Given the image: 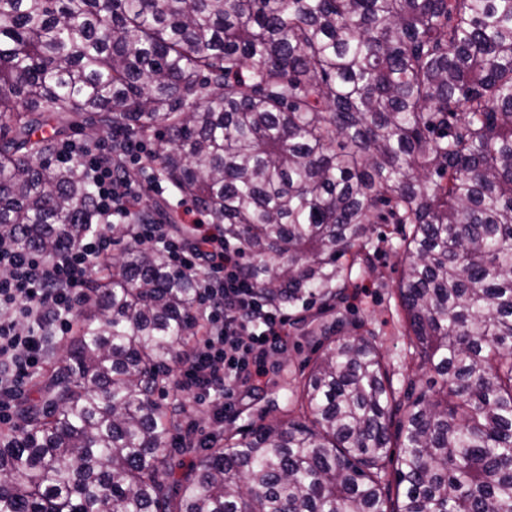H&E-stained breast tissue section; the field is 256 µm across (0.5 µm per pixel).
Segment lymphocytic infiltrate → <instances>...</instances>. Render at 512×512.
Segmentation results:
<instances>
[{"label":"lymphocytic infiltrate","mask_w":512,"mask_h":512,"mask_svg":"<svg viewBox=\"0 0 512 512\" xmlns=\"http://www.w3.org/2000/svg\"><path fill=\"white\" fill-rule=\"evenodd\" d=\"M152 152L151 143L137 136L60 144L57 160L92 177L100 217L96 230L64 256L18 250L14 230H0V425L9 423L27 381L44 364L47 335L72 336L91 272L111 252L108 228L115 222L129 225L139 245L162 247L197 281L202 337L177 370L176 382L211 420L235 415L237 393L253 395L260 389V355L285 347L287 315L255 292L239 268L236 247L225 244L213 225L196 218L175 232L166 224L138 221L135 210L145 188L156 191L160 185L133 178L131 170ZM210 395L216 404H207Z\"/></svg>","instance_id":"obj_1"}]
</instances>
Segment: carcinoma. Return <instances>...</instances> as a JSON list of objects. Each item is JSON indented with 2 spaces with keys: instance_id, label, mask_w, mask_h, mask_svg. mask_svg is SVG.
Masks as SVG:
<instances>
[{
  "instance_id": "cac0c4a2",
  "label": "carcinoma",
  "mask_w": 512,
  "mask_h": 512,
  "mask_svg": "<svg viewBox=\"0 0 512 512\" xmlns=\"http://www.w3.org/2000/svg\"><path fill=\"white\" fill-rule=\"evenodd\" d=\"M80 126L160 135L159 175L325 350L286 419L175 478L197 287L133 243L0 430V512H512V0H0L17 247L95 223L89 176L52 161ZM376 239L404 259L409 364L440 380L407 401L375 337L318 323Z\"/></svg>"
}]
</instances>
